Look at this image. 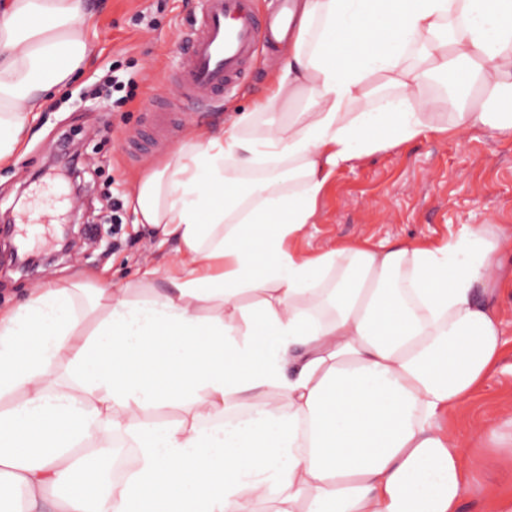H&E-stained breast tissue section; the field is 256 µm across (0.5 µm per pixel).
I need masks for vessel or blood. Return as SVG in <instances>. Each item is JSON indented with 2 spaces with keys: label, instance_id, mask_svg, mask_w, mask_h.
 I'll return each instance as SVG.
<instances>
[{
  "label": "vessel or blood",
  "instance_id": "1",
  "mask_svg": "<svg viewBox=\"0 0 512 512\" xmlns=\"http://www.w3.org/2000/svg\"><path fill=\"white\" fill-rule=\"evenodd\" d=\"M253 0H207L201 27L188 42L177 80V98L217 104L245 77L262 39L288 24L289 0H280L276 19L256 14Z\"/></svg>",
  "mask_w": 512,
  "mask_h": 512
}]
</instances>
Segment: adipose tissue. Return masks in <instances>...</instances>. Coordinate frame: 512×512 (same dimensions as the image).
Masks as SVG:
<instances>
[{
	"label": "adipose tissue",
	"instance_id": "ef3b65f1",
	"mask_svg": "<svg viewBox=\"0 0 512 512\" xmlns=\"http://www.w3.org/2000/svg\"><path fill=\"white\" fill-rule=\"evenodd\" d=\"M88 21L0 0V164L92 54ZM438 79L512 100V0H302L265 96L132 189L177 242L169 289L35 287L0 317V512H458L474 466L448 419L505 345L502 237L292 248L336 169L434 130ZM480 125L512 138L481 104L447 129ZM117 432L133 472L109 480Z\"/></svg>",
	"mask_w": 512,
	"mask_h": 512
}]
</instances>
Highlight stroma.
<instances>
[{"mask_svg":"<svg viewBox=\"0 0 512 512\" xmlns=\"http://www.w3.org/2000/svg\"><path fill=\"white\" fill-rule=\"evenodd\" d=\"M93 19L88 29L96 51L81 76L55 92L27 127L10 162L0 166V214L9 215L12 237L38 256L54 254L62 225L73 223L76 201L67 184L44 173L49 159L68 164L58 140L71 135L79 165L87 173L95 204L83 221L98 232L75 258H62L34 273L14 270L0 257V314L13 310L39 284L100 281L121 288L137 270L158 269L153 288L168 283L162 272L174 259L175 242H160L153 230L136 223L128 199L133 184L194 130L223 128L235 112L262 97L281 53L258 47L255 63L240 88L224 96L219 114L182 103L166 130L138 156L127 150L151 125L155 102L172 97L174 80L186 57L185 35L198 23L206 0H86ZM135 72L133 101L114 108L111 99L91 96V88L112 67ZM121 195L126 206L112 223L109 199ZM50 214L26 223L36 204ZM319 218L295 244L298 253L315 252L365 240H444L467 224L512 227V138L490 127L471 129L464 139L429 132L413 142L389 147L337 169L318 201ZM512 416V348L461 410L458 435L470 456L482 459L477 479L512 492V456L490 448L484 427Z\"/></svg>","mask_w":512,"mask_h":512,"instance_id":"obj_1","label":"stroma"}]
</instances>
